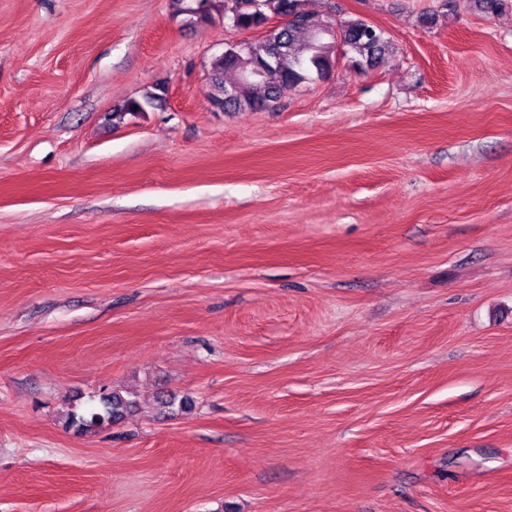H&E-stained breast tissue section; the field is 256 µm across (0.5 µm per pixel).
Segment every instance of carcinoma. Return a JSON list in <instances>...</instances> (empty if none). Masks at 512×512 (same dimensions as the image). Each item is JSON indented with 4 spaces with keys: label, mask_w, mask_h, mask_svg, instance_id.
Listing matches in <instances>:
<instances>
[{
    "label": "carcinoma",
    "mask_w": 512,
    "mask_h": 512,
    "mask_svg": "<svg viewBox=\"0 0 512 512\" xmlns=\"http://www.w3.org/2000/svg\"><path fill=\"white\" fill-rule=\"evenodd\" d=\"M177 13L188 24H201L213 19L221 9L231 14L234 25L247 29L264 24L268 17L281 15L285 23L273 35L248 43L238 49L226 46L211 62L207 100L219 111H259L280 98L288 90L324 78L332 71L339 57L348 59L355 71L362 73L373 67L385 53L389 41L385 33L361 18L334 20L326 18L314 27L304 7L305 0H175ZM279 62L278 81L259 74L271 60ZM156 96L150 94L145 102L132 100L112 111L113 124L125 116L144 111ZM135 407V401L118 392L100 397V406L87 417L71 416L68 425L81 431H91L113 424Z\"/></svg>",
    "instance_id": "obj_1"
}]
</instances>
